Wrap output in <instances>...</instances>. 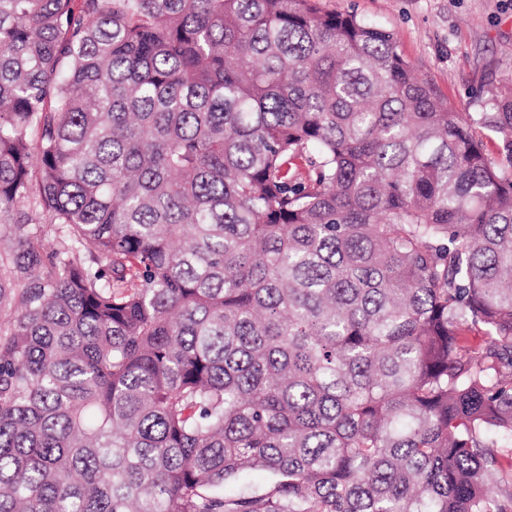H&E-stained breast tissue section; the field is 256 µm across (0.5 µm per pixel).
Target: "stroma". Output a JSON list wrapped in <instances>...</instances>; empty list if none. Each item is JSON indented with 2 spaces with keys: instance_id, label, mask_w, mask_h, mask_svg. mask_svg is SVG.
<instances>
[{
  "instance_id": "1",
  "label": "stroma",
  "mask_w": 512,
  "mask_h": 512,
  "mask_svg": "<svg viewBox=\"0 0 512 512\" xmlns=\"http://www.w3.org/2000/svg\"><path fill=\"white\" fill-rule=\"evenodd\" d=\"M392 31L413 67L463 112L512 86V0H320Z\"/></svg>"
}]
</instances>
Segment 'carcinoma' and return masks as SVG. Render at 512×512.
<instances>
[{
  "instance_id": "obj_1",
  "label": "carcinoma",
  "mask_w": 512,
  "mask_h": 512,
  "mask_svg": "<svg viewBox=\"0 0 512 512\" xmlns=\"http://www.w3.org/2000/svg\"><path fill=\"white\" fill-rule=\"evenodd\" d=\"M0 512H512V86L318 0H0Z\"/></svg>"
}]
</instances>
